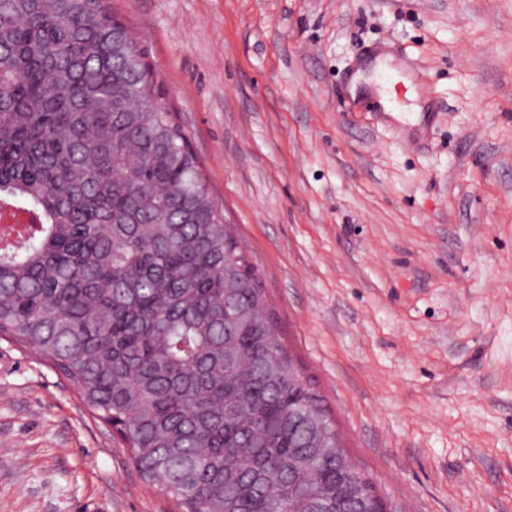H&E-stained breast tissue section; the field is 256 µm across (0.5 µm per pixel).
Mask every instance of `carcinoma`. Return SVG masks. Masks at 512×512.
Segmentation results:
<instances>
[{
  "label": "carcinoma",
  "instance_id": "cac0c4a2",
  "mask_svg": "<svg viewBox=\"0 0 512 512\" xmlns=\"http://www.w3.org/2000/svg\"><path fill=\"white\" fill-rule=\"evenodd\" d=\"M109 0H0V338L178 512H338L365 472Z\"/></svg>",
  "mask_w": 512,
  "mask_h": 512
}]
</instances>
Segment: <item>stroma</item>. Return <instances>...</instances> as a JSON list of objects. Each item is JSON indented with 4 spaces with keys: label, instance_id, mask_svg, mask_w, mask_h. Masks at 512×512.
Here are the masks:
<instances>
[{
    "label": "stroma",
    "instance_id": "35a3bbf8",
    "mask_svg": "<svg viewBox=\"0 0 512 512\" xmlns=\"http://www.w3.org/2000/svg\"><path fill=\"white\" fill-rule=\"evenodd\" d=\"M280 341L392 512H512V0H111ZM415 64L425 114L351 78ZM0 340V512H172Z\"/></svg>",
    "mask_w": 512,
    "mask_h": 512
}]
</instances>
